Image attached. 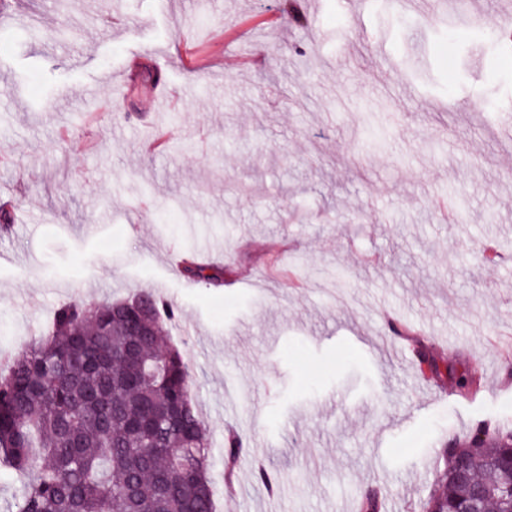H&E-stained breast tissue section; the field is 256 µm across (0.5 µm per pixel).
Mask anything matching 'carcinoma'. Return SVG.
Returning <instances> with one entry per match:
<instances>
[{"label":"carcinoma","mask_w":512,"mask_h":512,"mask_svg":"<svg viewBox=\"0 0 512 512\" xmlns=\"http://www.w3.org/2000/svg\"><path fill=\"white\" fill-rule=\"evenodd\" d=\"M206 284L224 271L187 262ZM131 300L74 301L57 309L43 337L0 371V467L26 481L16 512H214L208 431L192 396L193 371L166 344L177 307L154 293ZM485 445L443 450L440 489L425 512H460L477 486L454 478L471 462L488 493L483 512H505L512 485V425L485 422Z\"/></svg>","instance_id":"obj_1"}]
</instances>
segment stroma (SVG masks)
I'll list each match as a JSON object with an SVG mask.
<instances>
[{
	"label": "stroma",
	"mask_w": 512,
	"mask_h": 512,
	"mask_svg": "<svg viewBox=\"0 0 512 512\" xmlns=\"http://www.w3.org/2000/svg\"><path fill=\"white\" fill-rule=\"evenodd\" d=\"M472 2L481 24L404 0H297L298 22L283 0H7L0 359L65 303L161 292L216 512H358L370 488L423 512L439 446L512 418V52L481 28L512 0ZM180 271L187 277L206 284H218L223 282L224 271L222 268L187 262L181 267Z\"/></svg>",
	"instance_id": "35a3bbf8"
}]
</instances>
